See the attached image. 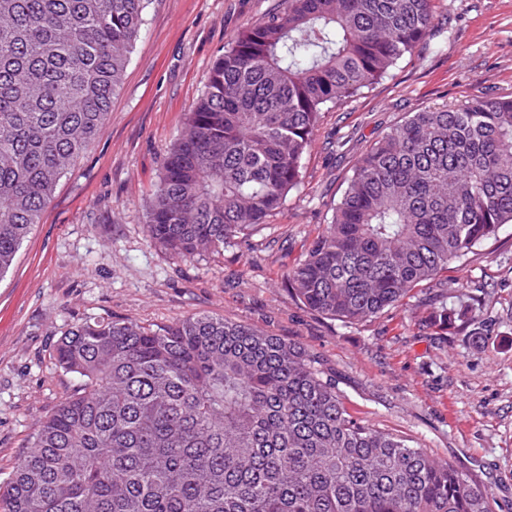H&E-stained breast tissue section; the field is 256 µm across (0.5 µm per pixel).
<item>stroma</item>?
I'll return each mask as SVG.
<instances>
[{"label": "stroma", "mask_w": 512, "mask_h": 512, "mask_svg": "<svg viewBox=\"0 0 512 512\" xmlns=\"http://www.w3.org/2000/svg\"><path fill=\"white\" fill-rule=\"evenodd\" d=\"M280 0H151L103 134L61 179L0 279V481L80 384L53 359L88 320L162 328L209 314L318 353L348 413L477 480L512 512V224L445 274L449 305L480 298L479 329L438 336L418 299L358 324L311 312L283 274L332 216L355 159L405 113L512 93V0H436L440 25L363 94L324 112L302 183L265 224L183 261L144 219L166 147L210 67Z\"/></svg>", "instance_id": "stroma-1"}]
</instances>
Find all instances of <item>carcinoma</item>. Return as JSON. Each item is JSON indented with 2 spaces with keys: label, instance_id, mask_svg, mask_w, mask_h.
I'll list each match as a JSON object with an SVG mask.
<instances>
[{
  "label": "carcinoma",
  "instance_id": "carcinoma-1",
  "mask_svg": "<svg viewBox=\"0 0 512 512\" xmlns=\"http://www.w3.org/2000/svg\"><path fill=\"white\" fill-rule=\"evenodd\" d=\"M149 0H0V276L104 132ZM439 25L435 0H283L215 59L148 203L151 241L215 250L301 183L324 109ZM512 224V96L412 112L353 165L330 224L284 273L353 324L434 289L422 324L468 327L441 274ZM56 364L79 389L0 484V512H492L467 474L353 419L320 359L207 315L85 321Z\"/></svg>",
  "mask_w": 512,
  "mask_h": 512
}]
</instances>
